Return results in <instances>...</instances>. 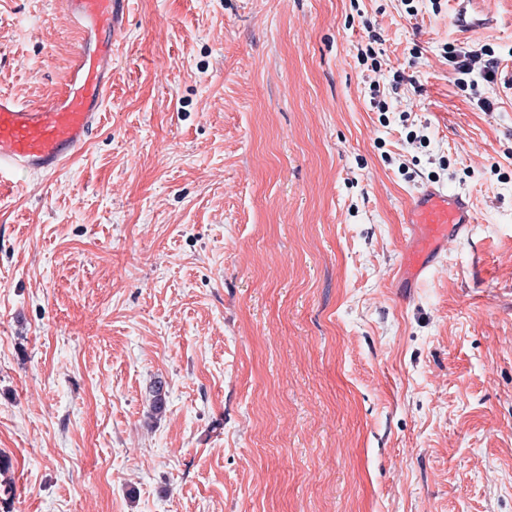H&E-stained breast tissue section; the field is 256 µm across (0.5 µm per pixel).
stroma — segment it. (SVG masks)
I'll return each mask as SVG.
<instances>
[{
	"label": "stroma",
	"instance_id": "obj_1",
	"mask_svg": "<svg viewBox=\"0 0 512 512\" xmlns=\"http://www.w3.org/2000/svg\"><path fill=\"white\" fill-rule=\"evenodd\" d=\"M413 6L127 0L84 151L0 187V512H512V0ZM77 46L0 0V94ZM429 182L478 222L402 288ZM448 64L456 74L460 75L457 78L459 89L466 91L470 87V90L474 91L479 79L486 82H492L495 79L501 58L495 56L494 50L486 46H483L480 51L463 47L456 49L455 46H451L448 49Z\"/></svg>",
	"mask_w": 512,
	"mask_h": 512
}]
</instances>
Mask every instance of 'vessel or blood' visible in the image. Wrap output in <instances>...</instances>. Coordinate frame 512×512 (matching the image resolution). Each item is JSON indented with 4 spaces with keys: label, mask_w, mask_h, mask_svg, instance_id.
<instances>
[{
    "label": "vessel or blood",
    "mask_w": 512,
    "mask_h": 512,
    "mask_svg": "<svg viewBox=\"0 0 512 512\" xmlns=\"http://www.w3.org/2000/svg\"><path fill=\"white\" fill-rule=\"evenodd\" d=\"M62 2L81 30L69 79L58 97L38 106L0 94V181L23 171L56 174L85 146L101 116L125 0ZM476 221L466 196L442 186H422L403 213L410 233L401 261L407 285L429 275L449 243Z\"/></svg>",
    "instance_id": "vessel-or-blood-1"
}]
</instances>
